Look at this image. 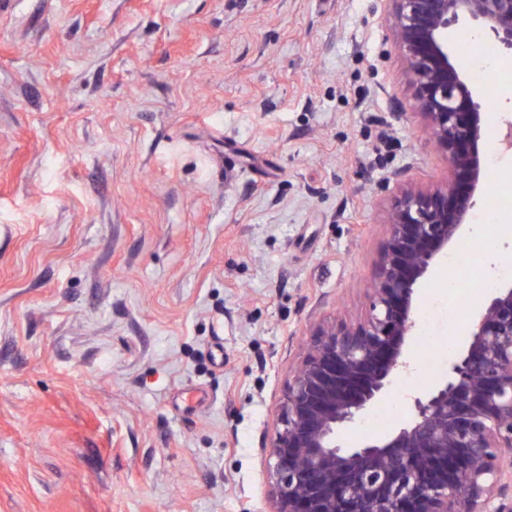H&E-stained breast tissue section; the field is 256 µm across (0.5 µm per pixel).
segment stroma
Instances as JSON below:
<instances>
[{"label":"stroma","instance_id":"stroma-1","mask_svg":"<svg viewBox=\"0 0 512 512\" xmlns=\"http://www.w3.org/2000/svg\"><path fill=\"white\" fill-rule=\"evenodd\" d=\"M448 35L512 73V54ZM402 118L390 122V113ZM512 80L479 149L512 188ZM448 176L390 0H14L0 22V512H269L315 325L362 321L395 174ZM465 237L494 287L512 234ZM448 262L414 330L443 341ZM406 371L380 408L411 417Z\"/></svg>","mask_w":512,"mask_h":512}]
</instances>
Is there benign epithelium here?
<instances>
[{
    "label": "benign epithelium",
    "mask_w": 512,
    "mask_h": 512,
    "mask_svg": "<svg viewBox=\"0 0 512 512\" xmlns=\"http://www.w3.org/2000/svg\"><path fill=\"white\" fill-rule=\"evenodd\" d=\"M426 129L448 158L433 188L398 173L368 316L318 326L265 446L270 512H512V285L498 288L444 377L381 441L336 443L406 367L417 290L463 238L488 185L478 150L486 102L451 58L472 26L512 51V0H390Z\"/></svg>",
    "instance_id": "obj_1"
}]
</instances>
